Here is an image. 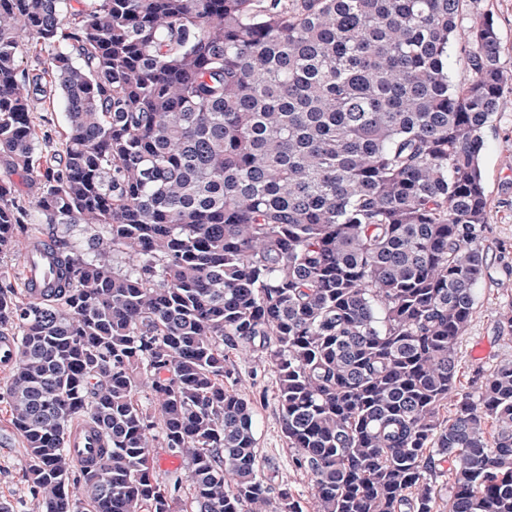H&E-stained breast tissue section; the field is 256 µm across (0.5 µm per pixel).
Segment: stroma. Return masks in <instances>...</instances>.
I'll use <instances>...</instances> for the list:
<instances>
[{
  "label": "stroma",
  "mask_w": 512,
  "mask_h": 512,
  "mask_svg": "<svg viewBox=\"0 0 512 512\" xmlns=\"http://www.w3.org/2000/svg\"><path fill=\"white\" fill-rule=\"evenodd\" d=\"M481 170L488 200L489 215L483 242L491 275L476 286L475 310L461 340L457 385L470 391L479 384V373H490L501 362L512 361V328L502 322L512 311V107L497 113L484 134ZM486 353L474 359L476 345ZM235 388L251 403L257 462L272 485L288 488L306 512H314L315 489L306 474L292 465L294 451L289 448L279 422V403L274 369L262 351L232 353ZM27 465L25 443L16 433L8 406L0 403V496L29 502L24 471Z\"/></svg>",
  "instance_id": "stroma-1"
}]
</instances>
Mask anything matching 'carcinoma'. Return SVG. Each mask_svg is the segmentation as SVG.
Segmentation results:
<instances>
[{"mask_svg":"<svg viewBox=\"0 0 512 512\" xmlns=\"http://www.w3.org/2000/svg\"><path fill=\"white\" fill-rule=\"evenodd\" d=\"M60 2L0 0V254L38 243L53 271L40 301L0 277L35 512H271L224 384L255 347L316 512H433L444 461L448 512H512V362L456 388L484 130L512 100L478 0H75L66 24ZM55 97L48 153L30 112ZM43 224L85 225L93 257ZM79 420L97 467L66 446ZM154 448L184 470L156 479Z\"/></svg>","mask_w":512,"mask_h":512,"instance_id":"carcinoma-1","label":"carcinoma"}]
</instances>
